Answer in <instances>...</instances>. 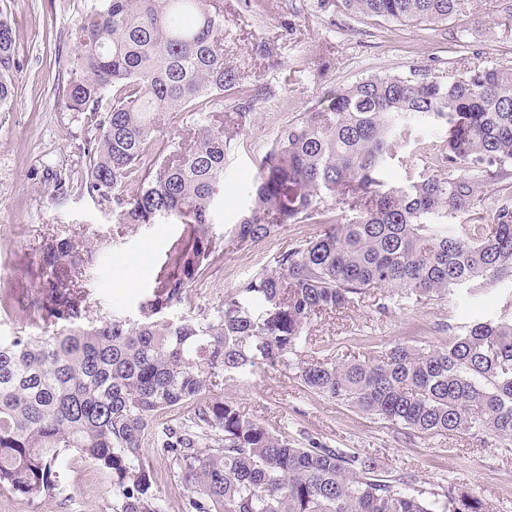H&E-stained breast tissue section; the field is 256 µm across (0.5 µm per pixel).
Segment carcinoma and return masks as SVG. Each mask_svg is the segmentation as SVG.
<instances>
[{"instance_id": "cac0c4a2", "label": "carcinoma", "mask_w": 512, "mask_h": 512, "mask_svg": "<svg viewBox=\"0 0 512 512\" xmlns=\"http://www.w3.org/2000/svg\"><path fill=\"white\" fill-rule=\"evenodd\" d=\"M467 0H317L399 24L438 25ZM65 108L87 114L79 189L114 204L120 224H181L140 319H88L79 272L96 251L69 238L42 250L27 306L47 331L0 337V492L28 500L58 491L71 455L112 484V512H164L145 440L187 489L183 512H486L470 489L427 491L387 478L376 460L318 438L303 443L224 398V377L258 365L393 426L424 435L487 433L512 449V319L485 320L433 344L396 343L372 357L317 355L311 325L371 290L432 300L512 283V68L475 64L443 79L367 77L281 129L264 153L251 205L231 228L239 248L287 224H323L314 238L224 297L214 312L168 318L224 251L213 232L233 140L212 113L235 96L244 123L256 90L224 63V0H87ZM22 64L0 11V112ZM180 116L188 136L163 140ZM429 119L444 139L399 156ZM423 172L380 179L392 161ZM139 184L129 195L126 186ZM354 215L341 223L327 206ZM192 408L165 422L168 412Z\"/></svg>"}]
</instances>
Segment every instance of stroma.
<instances>
[{
    "label": "stroma",
    "mask_w": 512,
    "mask_h": 512,
    "mask_svg": "<svg viewBox=\"0 0 512 512\" xmlns=\"http://www.w3.org/2000/svg\"><path fill=\"white\" fill-rule=\"evenodd\" d=\"M85 0H12L9 15L16 49L24 60L9 111L0 112V297L13 305L0 315V336L40 335L26 306L38 281L42 246L53 236L95 248L98 260L83 271L80 284L91 300L90 319L139 318L143 301L172 243L178 224H142L116 232L110 204L69 192L53 195L57 178L80 181L84 116L64 108L57 92L76 51L71 29ZM224 0V57L255 87L259 97L250 119L239 127L224 165V221L216 234H228L252 200V182L262 156L279 131L317 107L325 95L368 76L410 72L447 76L481 56L486 65L512 66V0H488L437 26L401 25L380 18L320 11L317 0ZM319 224H288L248 248L225 244L224 253L187 302L169 317H191L216 309L226 295L270 265L297 241L320 234ZM512 287L489 286L475 294L434 301L395 297L387 310L374 295L354 308L323 315L314 338L334 341L339 351L381 352L395 343L429 344L446 338V326L507 315ZM224 396L251 417L283 426L289 435L314 437L345 453L376 458L386 476L416 475L427 489L469 487L490 512H512V451L492 436L458 432L427 437L317 396L301 387L292 372L260 367L232 375ZM60 493L30 501L0 494V512H111L112 486L105 474L80 457L58 468Z\"/></svg>",
    "instance_id": "obj_1"
}]
</instances>
